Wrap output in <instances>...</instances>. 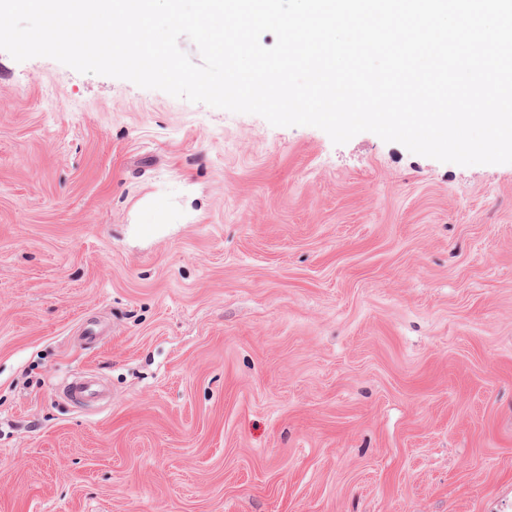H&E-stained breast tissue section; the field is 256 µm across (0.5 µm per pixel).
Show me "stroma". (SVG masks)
<instances>
[{"label": "stroma", "mask_w": 512, "mask_h": 512, "mask_svg": "<svg viewBox=\"0 0 512 512\" xmlns=\"http://www.w3.org/2000/svg\"><path fill=\"white\" fill-rule=\"evenodd\" d=\"M0 512H512V164L0 51Z\"/></svg>", "instance_id": "obj_1"}]
</instances>
